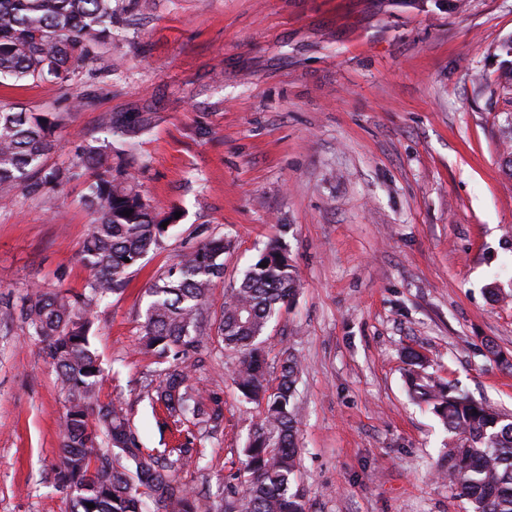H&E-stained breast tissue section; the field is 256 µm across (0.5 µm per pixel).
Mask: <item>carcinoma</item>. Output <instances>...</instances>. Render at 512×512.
Here are the masks:
<instances>
[{
  "label": "carcinoma",
  "mask_w": 512,
  "mask_h": 512,
  "mask_svg": "<svg viewBox=\"0 0 512 512\" xmlns=\"http://www.w3.org/2000/svg\"><path fill=\"white\" fill-rule=\"evenodd\" d=\"M120 0H0V79L62 85L77 68L112 47L118 34ZM144 113L132 119L109 115L97 135L76 147L67 168L49 167L58 122L49 113L0 108V194L62 186L88 177L84 205L93 222L80 251L90 278L81 293L37 289L21 307L31 335L44 344L56 380L66 393L62 445L53 467L55 487L70 496V512H196L193 495L169 471L201 452L140 446L127 410L100 398L104 369L90 341L93 309L109 297L127 270L161 244L175 224L176 210L159 212L139 190L125 150L116 141L150 126ZM131 211L126 217L123 211ZM224 238L204 241L182 254L162 283L149 288L141 346L173 364L156 387L168 417L200 429L223 416L188 384L198 354L210 339L202 310L210 289L224 278ZM297 283L285 245L268 243L237 287L225 296L216 334L239 354L233 382L247 402L264 406L243 454L249 478L243 494L225 500L224 512H306L297 485V419L293 399L299 362L283 352L272 386L267 379L265 332L296 297ZM409 395L425 404L457 441L448 450V483L467 501L469 512H512V420L458 393L424 372L423 356L403 354ZM106 444L111 452L100 451ZM94 504L90 509L87 504Z\"/></svg>",
  "instance_id": "1"
}]
</instances>
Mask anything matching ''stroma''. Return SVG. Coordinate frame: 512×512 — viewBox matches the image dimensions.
I'll return each mask as SVG.
<instances>
[{
	"instance_id": "1",
	"label": "stroma",
	"mask_w": 512,
	"mask_h": 512,
	"mask_svg": "<svg viewBox=\"0 0 512 512\" xmlns=\"http://www.w3.org/2000/svg\"><path fill=\"white\" fill-rule=\"evenodd\" d=\"M121 23L66 84L0 83V106L59 115L52 167L71 165L103 115L153 117L132 142L140 189L182 218L94 311L102 400L124 404L145 447L198 443L202 459L175 478L199 512L241 491L263 408L232 381L237 353L213 335L191 374L224 412L201 441L152 405L166 364L139 337L147 290L181 253L230 243L212 329L278 239L300 288L266 346L270 366L288 351L302 368L307 512H468L436 476L452 436L409 398L403 350L512 417V0H131ZM84 193L76 180L0 196V512L69 510L52 472L66 394L20 308L36 285L83 291Z\"/></svg>"
}]
</instances>
